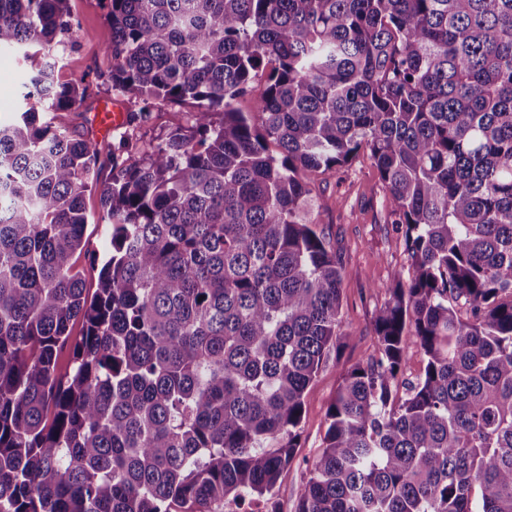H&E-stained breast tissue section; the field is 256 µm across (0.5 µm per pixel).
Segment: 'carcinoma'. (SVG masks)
<instances>
[{
	"label": "carcinoma",
	"mask_w": 512,
	"mask_h": 512,
	"mask_svg": "<svg viewBox=\"0 0 512 512\" xmlns=\"http://www.w3.org/2000/svg\"><path fill=\"white\" fill-rule=\"evenodd\" d=\"M106 2L107 79L134 103L119 141L0 125V512L271 503L343 336L345 268L302 174L361 150L411 273L298 512H512V0ZM73 40L70 0H0V51L40 58L23 97L49 111L88 96L56 76ZM261 74L257 125L234 103ZM162 105L188 124L135 156ZM92 190L109 245L90 296L71 258ZM411 343L425 366L398 400Z\"/></svg>",
	"instance_id": "obj_1"
}]
</instances>
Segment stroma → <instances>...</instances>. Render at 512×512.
Returning a JSON list of instances; mask_svg holds the SVG:
<instances>
[{
	"instance_id": "35a3bbf8",
	"label": "stroma",
	"mask_w": 512,
	"mask_h": 512,
	"mask_svg": "<svg viewBox=\"0 0 512 512\" xmlns=\"http://www.w3.org/2000/svg\"><path fill=\"white\" fill-rule=\"evenodd\" d=\"M76 36L67 47L56 74L62 82H85L90 95L75 112L51 113L50 119L76 138L96 137L94 110L103 100L130 112L128 97L115 94L106 81L112 60L105 53L112 29L100 0H71ZM21 63L18 57L0 51V124L11 123L18 112L42 111L36 99H23L17 87ZM315 222L322 228L345 266L342 283L344 335L340 349L329 352L308 388L304 414L298 429V446L275 490L278 512H296L303 492L306 466L320 450L327 429V409L336 395L342 374L373 360L378 352L374 316L387 298V288L396 275H408L410 261L403 234L392 222L388 193L367 152H359L341 173H312ZM88 223L85 247L75 254L87 290H95L99 269L94 257L108 247L107 224L96 192L84 197Z\"/></svg>"
}]
</instances>
